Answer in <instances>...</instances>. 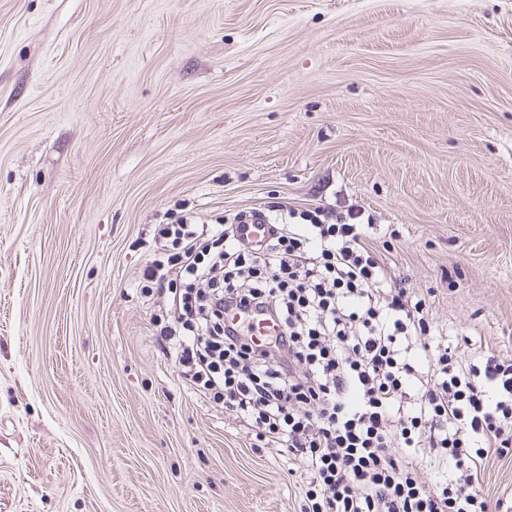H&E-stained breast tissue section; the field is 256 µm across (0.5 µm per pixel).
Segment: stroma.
Segmentation results:
<instances>
[{"label":"stroma","mask_w":512,"mask_h":512,"mask_svg":"<svg viewBox=\"0 0 512 512\" xmlns=\"http://www.w3.org/2000/svg\"><path fill=\"white\" fill-rule=\"evenodd\" d=\"M184 207L364 212L436 339L512 357V0H0V512H300L156 340Z\"/></svg>","instance_id":"35a3bbf8"}]
</instances>
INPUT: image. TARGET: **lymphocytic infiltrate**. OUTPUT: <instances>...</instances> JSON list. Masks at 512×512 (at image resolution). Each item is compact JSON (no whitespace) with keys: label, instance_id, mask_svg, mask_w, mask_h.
<instances>
[{"label":"lymphocytic infiltrate","instance_id":"lymphocytic-infiltrate-1","mask_svg":"<svg viewBox=\"0 0 512 512\" xmlns=\"http://www.w3.org/2000/svg\"><path fill=\"white\" fill-rule=\"evenodd\" d=\"M367 238L313 218L272 225L258 250L191 213L161 225L142 278L184 288L157 339L194 390L300 464L301 512H491L484 473L512 459V358L465 361L432 338L425 300ZM236 309L276 334L256 341L228 323Z\"/></svg>","mask_w":512,"mask_h":512}]
</instances>
